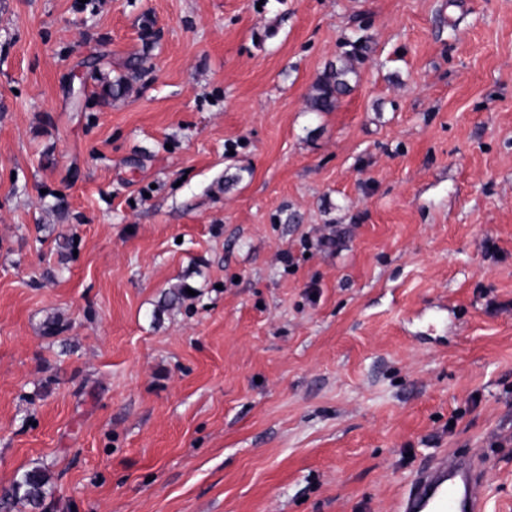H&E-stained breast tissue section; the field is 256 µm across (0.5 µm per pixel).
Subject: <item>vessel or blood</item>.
<instances>
[{
	"instance_id": "vessel-or-blood-1",
	"label": "vessel or blood",
	"mask_w": 512,
	"mask_h": 512,
	"mask_svg": "<svg viewBox=\"0 0 512 512\" xmlns=\"http://www.w3.org/2000/svg\"><path fill=\"white\" fill-rule=\"evenodd\" d=\"M487 471L472 456L438 454L416 471L398 512H483Z\"/></svg>"
}]
</instances>
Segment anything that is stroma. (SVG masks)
<instances>
[{
  "label": "stroma",
  "instance_id": "stroma-1",
  "mask_svg": "<svg viewBox=\"0 0 512 512\" xmlns=\"http://www.w3.org/2000/svg\"><path fill=\"white\" fill-rule=\"evenodd\" d=\"M438 453L512 512V0H0V488L396 512ZM367 39L363 36L348 40L344 51L336 62H330L318 76L313 85V91L307 98V108L310 112L334 111L342 96L352 90L351 82L357 77V64L361 63L366 53ZM142 74V67L136 62H128L127 74L121 75L112 81V98L118 99L125 96Z\"/></svg>",
  "mask_w": 512,
  "mask_h": 512
}]
</instances>
